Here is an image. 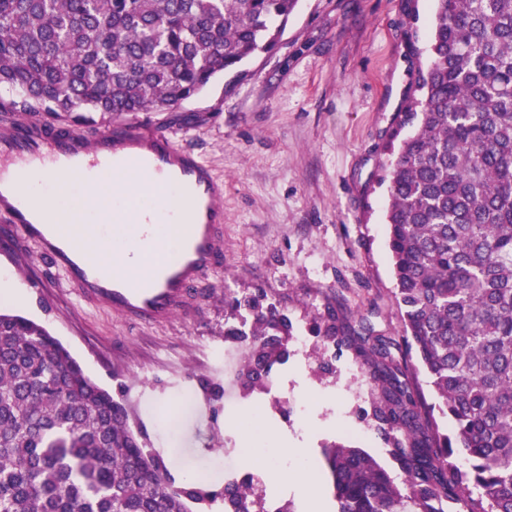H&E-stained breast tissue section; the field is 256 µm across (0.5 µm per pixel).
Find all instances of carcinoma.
<instances>
[{"instance_id":"carcinoma-1","label":"carcinoma","mask_w":512,"mask_h":512,"mask_svg":"<svg viewBox=\"0 0 512 512\" xmlns=\"http://www.w3.org/2000/svg\"><path fill=\"white\" fill-rule=\"evenodd\" d=\"M298 2L0 0V92L10 95L0 114L86 123L94 112H165L270 52ZM434 2L419 98L393 118L378 178L401 336L334 313L323 334L366 367L373 427L404 481L333 444L323 456L338 512H512V0ZM230 309L250 321L224 335L252 338L239 372L252 392L288 360L292 322L261 292ZM413 359L438 404L422 399ZM218 501L268 512L248 474L218 489L174 485L125 406L46 328L0 311V512H190Z\"/></svg>"}]
</instances>
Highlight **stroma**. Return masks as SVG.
<instances>
[{
    "instance_id": "obj_1",
    "label": "stroma",
    "mask_w": 512,
    "mask_h": 512,
    "mask_svg": "<svg viewBox=\"0 0 512 512\" xmlns=\"http://www.w3.org/2000/svg\"><path fill=\"white\" fill-rule=\"evenodd\" d=\"M433 12V0H299L275 50L241 74L218 78L167 112L97 113L84 125L89 134L133 123L166 132L201 152L223 179L224 262L199 284L191 315L147 327L87 306L0 223V284L12 281L26 294L0 308L58 338L125 405L132 430L176 482L222 485L225 448L237 445L231 463L239 476L251 469L246 449L270 440L300 450L324 512H337L323 448L356 446L396 471L372 432L374 383L362 370L352 379L339 372L353 359L343 348L322 366L314 330L334 312L353 326L365 319L378 333H401L377 178L393 118L418 96ZM258 288L303 329L311 359L273 367L301 412L266 414L255 436L239 427L260 397L225 398L214 352L224 346L229 296Z\"/></svg>"
}]
</instances>
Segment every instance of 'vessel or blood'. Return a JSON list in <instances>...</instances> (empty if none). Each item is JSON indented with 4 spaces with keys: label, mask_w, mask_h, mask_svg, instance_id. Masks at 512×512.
Returning a JSON list of instances; mask_svg holds the SVG:
<instances>
[{
    "label": "vessel or blood",
    "mask_w": 512,
    "mask_h": 512,
    "mask_svg": "<svg viewBox=\"0 0 512 512\" xmlns=\"http://www.w3.org/2000/svg\"><path fill=\"white\" fill-rule=\"evenodd\" d=\"M0 157L19 162L14 177H0V223L33 243L40 257L65 273L82 301L152 326L190 313L193 286L224 257V183L198 153L176 144L168 133L141 125L92 138L74 129L58 132L35 123L21 134L0 136ZM47 160L55 172L86 184L92 183L95 173L127 168L163 176L169 196H187L191 205L192 220L182 233L178 252L154 258L139 279L125 273L123 262L107 267L87 255L55 232L54 213L34 208L20 188L21 177L36 172L38 163ZM124 207L135 214V223L104 225L101 240L116 244L131 236L150 242L160 238L153 204L130 195Z\"/></svg>",
    "instance_id": "1"
}]
</instances>
